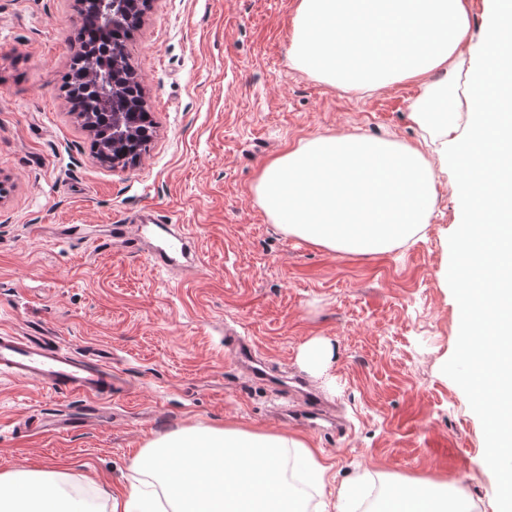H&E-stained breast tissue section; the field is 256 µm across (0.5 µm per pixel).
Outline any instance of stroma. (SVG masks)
<instances>
[{
  "instance_id": "1",
  "label": "stroma",
  "mask_w": 512,
  "mask_h": 512,
  "mask_svg": "<svg viewBox=\"0 0 512 512\" xmlns=\"http://www.w3.org/2000/svg\"><path fill=\"white\" fill-rule=\"evenodd\" d=\"M297 5L151 0L127 44L156 133L136 165L111 168L58 90L78 49L75 0H0V336L43 332L111 357L124 378L112 418L64 434L35 425L84 417L82 397L0 379V472L59 467L101 512L100 490L128 485L148 440L234 422L332 456L326 512H339L342 483L361 512L378 480L461 489L475 512H494L495 415L475 408L459 357L466 294L454 261L471 209L452 184L464 172L449 167L426 228L380 255L285 233L253 191L267 161L315 136L425 138L409 116L415 86L363 95L292 65ZM157 215L185 225L193 267L159 271L143 243L108 237ZM239 336L267 379L243 367ZM314 338L332 350L319 374L299 360ZM309 392L343 430L291 420Z\"/></svg>"
}]
</instances>
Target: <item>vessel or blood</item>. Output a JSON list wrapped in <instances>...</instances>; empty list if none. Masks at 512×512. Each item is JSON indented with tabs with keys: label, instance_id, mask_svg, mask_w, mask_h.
Returning <instances> with one entry per match:
<instances>
[{
	"label": "vessel or blood",
	"instance_id": "obj_1",
	"mask_svg": "<svg viewBox=\"0 0 512 512\" xmlns=\"http://www.w3.org/2000/svg\"><path fill=\"white\" fill-rule=\"evenodd\" d=\"M0 375L55 393L79 394L96 404L110 402L121 380L107 357L53 346L38 332L0 336Z\"/></svg>",
	"mask_w": 512,
	"mask_h": 512
}]
</instances>
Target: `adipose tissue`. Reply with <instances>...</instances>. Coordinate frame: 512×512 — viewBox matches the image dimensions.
Segmentation results:
<instances>
[{"label":"adipose tissue","instance_id":"ef3b65f1","mask_svg":"<svg viewBox=\"0 0 512 512\" xmlns=\"http://www.w3.org/2000/svg\"><path fill=\"white\" fill-rule=\"evenodd\" d=\"M481 61L467 86L458 71L472 41L468 0H299L294 64L345 90L367 94L409 82L413 121L440 144L439 160L467 172L455 188L474 221L460 238L455 270L469 299L463 362L478 361L474 405L512 411V0H486ZM468 95L469 113L460 110ZM467 135H459L460 125ZM438 160V161H439ZM436 163V162H435ZM435 163L415 146L358 135L319 136L270 159L254 191L274 224L333 251L379 254L421 231L437 199ZM293 452L312 488L323 491L332 462L297 434L237 424L196 425L150 440L136 455L135 483L109 494V512H302L285 478ZM512 512V420L486 449ZM55 468L0 473V512H83L64 499Z\"/></svg>","mask_w":512,"mask_h":512}]
</instances>
